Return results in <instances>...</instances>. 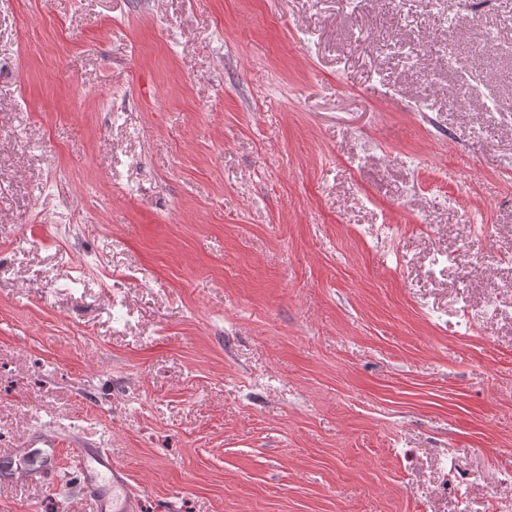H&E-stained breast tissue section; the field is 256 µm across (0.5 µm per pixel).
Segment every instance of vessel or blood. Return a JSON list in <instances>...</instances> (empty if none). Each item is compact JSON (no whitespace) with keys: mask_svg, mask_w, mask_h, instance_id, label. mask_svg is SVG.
Masks as SVG:
<instances>
[{"mask_svg":"<svg viewBox=\"0 0 512 512\" xmlns=\"http://www.w3.org/2000/svg\"><path fill=\"white\" fill-rule=\"evenodd\" d=\"M60 438L53 433H40L35 435L29 448L16 451L14 459H0V482L22 478L23 470L15 467V460L23 459L29 450H36L40 464L33 472L34 478L40 480L53 476ZM84 490L89 493H99L102 484L112 486V493L108 496L100 495L98 500L99 512H138L139 498L132 490L128 473L124 466L113 461L111 455L102 448L82 449L78 456Z\"/></svg>","mask_w":512,"mask_h":512,"instance_id":"b4317fda","label":"vessel or blood"}]
</instances>
